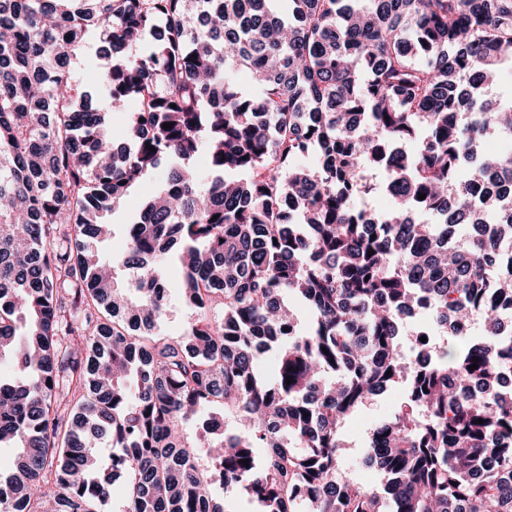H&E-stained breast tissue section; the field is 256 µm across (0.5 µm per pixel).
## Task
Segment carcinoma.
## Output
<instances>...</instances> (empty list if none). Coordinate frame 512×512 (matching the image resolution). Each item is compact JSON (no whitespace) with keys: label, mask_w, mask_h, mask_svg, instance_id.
Instances as JSON below:
<instances>
[{"label":"carcinoma","mask_w":512,"mask_h":512,"mask_svg":"<svg viewBox=\"0 0 512 512\" xmlns=\"http://www.w3.org/2000/svg\"><path fill=\"white\" fill-rule=\"evenodd\" d=\"M94 30L101 92L79 96ZM490 131L507 148L475 157ZM168 156L105 261L104 216ZM511 192L512 0H0V512H100L116 479L128 512H227L199 455L254 512H512ZM171 260L198 309L178 336ZM421 310L418 336L450 311L482 335L427 358L403 342ZM396 388L370 488L341 431ZM216 406L220 438L181 437Z\"/></svg>","instance_id":"carcinoma-1"}]
</instances>
